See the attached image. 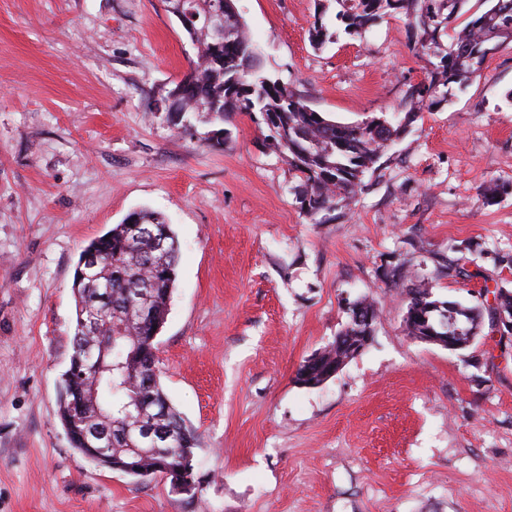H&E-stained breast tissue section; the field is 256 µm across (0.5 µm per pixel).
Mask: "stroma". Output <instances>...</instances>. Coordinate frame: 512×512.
Returning a JSON list of instances; mask_svg holds the SVG:
<instances>
[{
	"instance_id": "35a3bbf8",
	"label": "stroma",
	"mask_w": 512,
	"mask_h": 512,
	"mask_svg": "<svg viewBox=\"0 0 512 512\" xmlns=\"http://www.w3.org/2000/svg\"><path fill=\"white\" fill-rule=\"evenodd\" d=\"M237 5L265 68L314 110L408 118L317 220L265 126L228 113L214 145L163 110L194 56L165 0H0V512H512V344L486 329L450 351L403 330L408 286L468 306L512 290V43L418 110L431 63L408 18L361 39L336 22L316 48L319 0ZM141 208L179 242L157 342L198 436L191 499L95 466L57 416L78 256ZM450 258L469 277L442 273ZM361 299L380 309L372 341L299 385Z\"/></svg>"
}]
</instances>
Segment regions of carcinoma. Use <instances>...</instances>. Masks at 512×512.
Listing matches in <instances>:
<instances>
[{
	"label": "carcinoma",
	"instance_id": "1",
	"mask_svg": "<svg viewBox=\"0 0 512 512\" xmlns=\"http://www.w3.org/2000/svg\"><path fill=\"white\" fill-rule=\"evenodd\" d=\"M182 15L201 19L222 11L224 42L213 37L212 28L193 23L187 35L194 42L190 82L179 83L162 101L176 99L187 114H202L206 122L224 123L229 112L275 114L284 134H272L274 147L299 180L298 204H307L304 215L317 216L352 199L364 174L372 169L387 147L398 137L402 124L396 117L375 118L354 125L338 124L312 110L303 97L261 69L260 59L233 0H167ZM339 11L335 18L345 32L362 38L385 16L404 15L416 29L414 50L419 56L438 59L423 81L413 103L429 108L478 70L474 54L512 42V0H479L486 8L476 14L466 6L470 0H332ZM447 45H442V37ZM178 246L171 225L157 213L141 209L130 213L81 251L72 292L76 319L71 338L70 360L100 352L102 367L74 368L69 364L61 376L58 415L70 445L97 466L103 461L85 452L83 437L72 434L76 420L92 429L112 431V456L127 453L121 436L139 423L138 404L157 410L155 425L167 430L175 446L159 447L158 455L138 457V479L163 476V468L180 464L183 455L197 447V438L172 405L160 380L156 342L148 341L153 326L168 314L176 283ZM406 311L436 298L426 288L406 290ZM484 304L459 308L448 303V319L463 318V329L481 326ZM142 312V325L129 324V316ZM408 336H423L436 328L434 321L403 318ZM348 358V349L334 344L325 348L319 364L306 380L318 386L336 371V362Z\"/></svg>",
	"mask_w": 512,
	"mask_h": 512
}]
</instances>
